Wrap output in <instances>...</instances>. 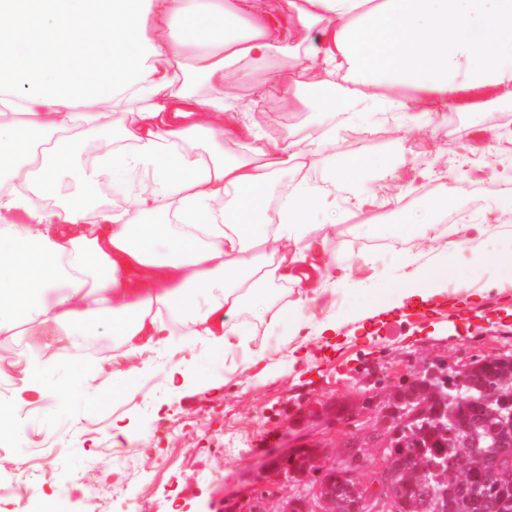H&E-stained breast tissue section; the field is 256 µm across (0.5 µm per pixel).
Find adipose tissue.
<instances>
[{"mask_svg":"<svg viewBox=\"0 0 512 512\" xmlns=\"http://www.w3.org/2000/svg\"><path fill=\"white\" fill-rule=\"evenodd\" d=\"M266 0H0V335L45 325L90 327L103 316L130 351L167 347L169 317L188 323L216 355L237 345L247 328L243 307L271 323L300 329L303 303L270 311L269 283L302 286L296 246L309 233L313 210L336 215L334 187L353 191L363 176L386 168L385 158L335 156V130L297 149L225 158V138H258L248 124H224V81L247 82L283 49L284 33L266 22ZM179 20L180 41L167 27ZM297 20L314 37L300 60H322L330 92L302 95L310 112H334L350 125L387 83L426 93L423 113L450 110L458 91L512 86V0H302ZM207 80L204 101L185 90L190 76ZM141 104L134 121L118 123L119 96ZM120 127L124 147L110 134ZM100 140L95 160L72 169V129ZM206 138L212 152L190 154L181 144ZM306 167L309 183L291 192L275 217L264 209L274 172ZM143 172L151 184L128 207L87 219V203L105 179L122 184ZM79 193L57 208L63 179ZM176 205L179 228L143 224L142 214ZM24 213L28 221L15 223ZM444 263L401 255L374 309L429 301Z\"/></svg>","mask_w":512,"mask_h":512,"instance_id":"adipose-tissue-1","label":"adipose tissue"}]
</instances>
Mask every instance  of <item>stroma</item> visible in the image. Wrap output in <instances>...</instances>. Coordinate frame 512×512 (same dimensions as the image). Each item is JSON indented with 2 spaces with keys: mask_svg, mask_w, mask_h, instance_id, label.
<instances>
[{
  "mask_svg": "<svg viewBox=\"0 0 512 512\" xmlns=\"http://www.w3.org/2000/svg\"><path fill=\"white\" fill-rule=\"evenodd\" d=\"M271 18L291 32L288 47L245 84L224 86V119L244 118L270 142H307L335 129L330 112L285 104L289 89L272 88L271 77L301 71L302 91L325 77L320 62L300 69L294 57L307 31L295 19L293 0H268ZM261 111L251 109L260 90ZM373 92L394 104L391 112L360 113L336 131L341 155L388 158L387 177L367 176L357 202L336 194L335 225L312 212L315 230L306 241L308 287L317 289L298 337L301 356L291 360L287 326H273L250 310L244 345L211 355L181 322L171 325L168 350L129 354L113 337L108 318L92 330L82 324L52 325L32 334L0 336V404L14 408V427L0 432V512H143L154 502L175 503L178 512H241V504L268 490V477L286 459L318 442L345 438L371 423L372 400L426 361L461 364L481 356L512 353V279L490 265L472 262L457 245L449 215L467 212L485 224L487 251L512 243V87L460 92L455 109L424 126L423 93L380 84ZM446 209H434L437 198ZM435 224L432 241L405 238L408 216ZM448 260L447 278L430 301L431 312L405 305L376 313L369 296L387 287L400 254ZM350 285L334 288L337 266ZM477 301H469V294ZM332 322L339 345L326 349L317 325ZM268 366L255 379L254 353ZM182 363L183 383H171L162 361ZM140 366L131 392H113L112 373ZM41 371L38 390L23 392L30 369ZM82 376L84 389L71 388ZM126 436L113 437V424ZM133 450L137 465L115 464Z\"/></svg>",
  "mask_w": 512,
  "mask_h": 512,
  "instance_id": "35a3bbf8",
  "label": "stroma"
}]
</instances>
